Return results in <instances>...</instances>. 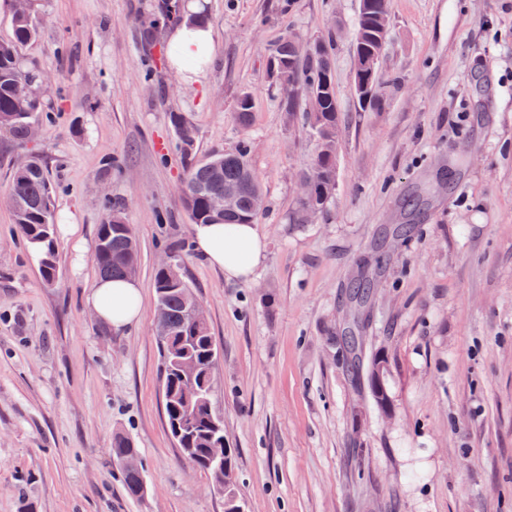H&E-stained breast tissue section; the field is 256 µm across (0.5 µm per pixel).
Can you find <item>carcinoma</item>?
<instances>
[{"label":"carcinoma","mask_w":512,"mask_h":512,"mask_svg":"<svg viewBox=\"0 0 512 512\" xmlns=\"http://www.w3.org/2000/svg\"><path fill=\"white\" fill-rule=\"evenodd\" d=\"M389 0H359L353 41V89L363 110L379 109L394 89V82L381 77L380 59L390 28ZM13 37L0 42V133L17 141L30 140L31 126L39 122L40 97L30 90L35 73L18 57V47L35 39L38 30L33 15L12 16ZM340 33L307 45L293 33L273 45L268 58V76L283 90V109L296 116L295 92L303 87L319 98L318 105L301 115L315 140L317 153L310 167L300 174L310 184V194L297 202L293 222L305 224V214L322 213L336 191V159L339 133V105L333 76L331 45ZM253 102L242 94L236 106L240 126L250 125ZM180 148L193 150L194 133L181 116L172 117ZM232 188L236 191L233 208L219 216L211 212L209 197ZM15 224L26 244L38 251L40 274L51 285L56 281V234L58 220L53 205V189L39 158L34 157L15 169L9 187ZM183 203L192 224H247L261 212L264 198L251 168L247 145L216 154L189 166L183 181ZM95 261L100 276L134 277L139 269V247L133 229L118 212L108 214L98 225ZM156 307L161 311L162 392L167 428L181 453L192 464L208 473L212 485L224 494V512H237L243 504L235 489L237 468L234 449L224 441V428H215L219 415L212 405L214 368L218 351L207 324L190 319L198 298L183 279L174 280L158 267L154 275ZM138 455L133 441L121 432L112 438V457L121 462ZM126 494L143 495L140 470H123Z\"/></svg>","instance_id":"1"}]
</instances>
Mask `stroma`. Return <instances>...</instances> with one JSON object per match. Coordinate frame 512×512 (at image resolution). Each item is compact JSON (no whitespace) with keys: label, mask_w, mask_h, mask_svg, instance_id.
<instances>
[{"label":"stroma","mask_w":512,"mask_h":512,"mask_svg":"<svg viewBox=\"0 0 512 512\" xmlns=\"http://www.w3.org/2000/svg\"><path fill=\"white\" fill-rule=\"evenodd\" d=\"M165 2L35 0L38 36L18 51L45 110L36 140L0 137V512H224L163 414L153 278L176 245L218 347L215 407L245 512H512V0H390L382 71L399 84L370 112L352 90L358 0H200L215 51L192 85L160 55ZM337 23L336 191L296 224L315 141L266 60L281 36ZM242 143L266 243L247 282L195 253L182 194L191 162ZM33 156L65 217L51 285L6 199ZM112 210L140 246L143 312L122 333L87 302ZM351 335L363 364L382 361L388 409L354 374ZM118 432L139 450L135 500Z\"/></svg>","instance_id":"stroma-1"}]
</instances>
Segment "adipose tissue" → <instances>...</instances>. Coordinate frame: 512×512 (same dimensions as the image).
<instances>
[{
	"instance_id": "obj_1",
	"label": "adipose tissue",
	"mask_w": 512,
	"mask_h": 512,
	"mask_svg": "<svg viewBox=\"0 0 512 512\" xmlns=\"http://www.w3.org/2000/svg\"><path fill=\"white\" fill-rule=\"evenodd\" d=\"M169 39L189 58L206 60L214 51V34L202 25L182 24L171 31ZM192 237L195 250L231 281L250 280L265 252V243L252 224H197ZM88 301L112 330H125L140 320L141 291L134 280H98Z\"/></svg>"
}]
</instances>
